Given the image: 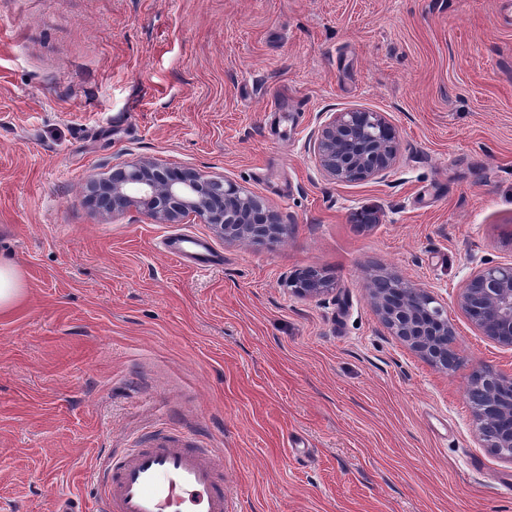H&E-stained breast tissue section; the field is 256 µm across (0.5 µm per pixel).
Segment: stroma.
<instances>
[{
	"instance_id": "1",
	"label": "stroma",
	"mask_w": 512,
	"mask_h": 512,
	"mask_svg": "<svg viewBox=\"0 0 512 512\" xmlns=\"http://www.w3.org/2000/svg\"><path fill=\"white\" fill-rule=\"evenodd\" d=\"M378 112L398 152L338 183L313 142ZM158 159L261 197L285 230L200 272L175 232L102 215L88 183ZM0 512H99L95 471L165 436L235 512H512L472 371L512 369L455 304L512 263V0H0ZM329 289L291 292L304 270ZM448 307L463 357L428 364L377 315L370 271ZM23 272L13 261L0 258V314H6L25 297Z\"/></svg>"
}]
</instances>
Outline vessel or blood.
Instances as JSON below:
<instances>
[{"mask_svg": "<svg viewBox=\"0 0 512 512\" xmlns=\"http://www.w3.org/2000/svg\"><path fill=\"white\" fill-rule=\"evenodd\" d=\"M165 253L197 270L222 263L210 243L196 236L170 237ZM96 482L107 512H232L213 462L186 443L161 440L133 449Z\"/></svg>", "mask_w": 512, "mask_h": 512, "instance_id": "vessel-or-blood-1", "label": "vessel or blood"}]
</instances>
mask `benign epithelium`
I'll use <instances>...</instances> for the list:
<instances>
[{
  "instance_id": "1",
  "label": "benign epithelium",
  "mask_w": 512,
  "mask_h": 512,
  "mask_svg": "<svg viewBox=\"0 0 512 512\" xmlns=\"http://www.w3.org/2000/svg\"><path fill=\"white\" fill-rule=\"evenodd\" d=\"M396 151L392 126L378 112L335 113L314 144L321 171L337 182L377 178L391 167ZM89 190L108 214L134 207L159 224H207L226 241L277 239L285 229L277 213L237 184L155 160L124 164L110 178L91 180ZM289 286L301 296H316L328 283L308 269ZM368 289L391 335L439 370L461 364L455 324L429 292L396 275L370 276ZM456 305L481 335L512 349V263L477 269L460 288ZM469 384L477 391L472 406L480 441L512 460V373L483 367Z\"/></svg>"
}]
</instances>
